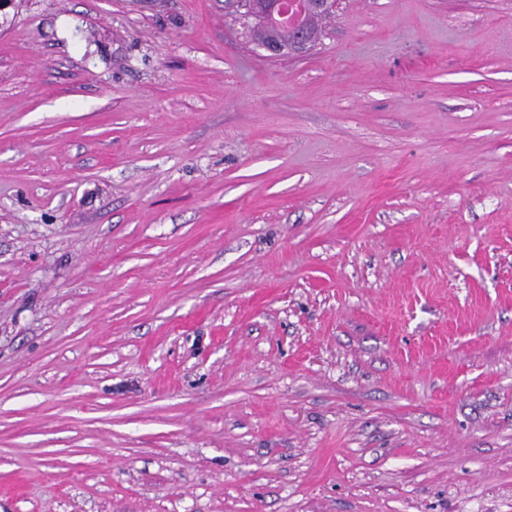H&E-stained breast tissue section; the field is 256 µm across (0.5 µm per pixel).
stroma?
I'll use <instances>...</instances> for the list:
<instances>
[{"mask_svg":"<svg viewBox=\"0 0 512 512\" xmlns=\"http://www.w3.org/2000/svg\"><path fill=\"white\" fill-rule=\"evenodd\" d=\"M0 512H512V0L9 8ZM302 1V2H300ZM237 9L243 20L249 21L265 17L269 12L271 19L276 15L280 19H285L286 12L290 11L292 4L297 5V9L293 16H289V23L294 29V37L289 44L287 43L292 37V31L287 20L270 24H257L248 28L251 40H269L257 44L258 48L265 52V56L277 58L281 56H304L310 53L316 46V41L324 36L325 20L319 15H306L303 19L307 26V30L299 23V11L320 12L324 14H332L336 10V0H275L273 7L269 1L265 0H237ZM276 40V41H273ZM280 41V42H277ZM319 41V43H320Z\"/></svg>","mask_w":512,"mask_h":512,"instance_id":"1","label":"stroma"}]
</instances>
